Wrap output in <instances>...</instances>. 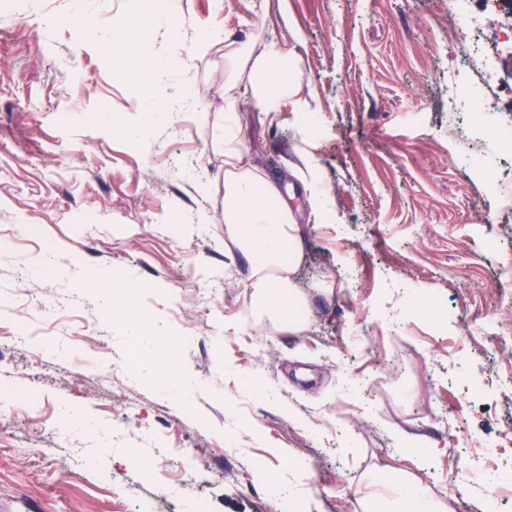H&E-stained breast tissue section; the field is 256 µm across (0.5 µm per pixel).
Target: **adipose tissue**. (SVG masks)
<instances>
[{
	"instance_id": "1",
	"label": "adipose tissue",
	"mask_w": 512,
	"mask_h": 512,
	"mask_svg": "<svg viewBox=\"0 0 512 512\" xmlns=\"http://www.w3.org/2000/svg\"><path fill=\"white\" fill-rule=\"evenodd\" d=\"M132 19L142 25V43L120 53L118 60L123 68L141 77L139 109L169 124L177 122L184 111L207 110V103L196 99L188 87H180L173 94L168 87L178 70L222 41V33L204 30L186 55L175 59L165 48V16L147 18L138 12ZM235 67L248 76L266 118H275L282 101L299 92L297 65L276 46L258 54L245 48L236 50ZM236 89V80L225 79L224 112L210 131L212 143L224 148V222L251 268L252 303L272 322L294 332L304 329L309 318L293 281L304 249L302 230L277 185L258 174L250 154L240 146ZM299 159L294 174L305 185L312 214L322 224L335 221L313 154L301 152ZM358 494L361 512H448L444 500L406 471H369Z\"/></svg>"
}]
</instances>
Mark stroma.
Listing matches in <instances>:
<instances>
[{
  "mask_svg": "<svg viewBox=\"0 0 512 512\" xmlns=\"http://www.w3.org/2000/svg\"><path fill=\"white\" fill-rule=\"evenodd\" d=\"M181 2L174 54L206 25L233 43L190 74L209 110L175 131L155 122L146 155L111 123L137 119L140 84L77 23L78 0H0V383L29 407L0 418V503L141 512L181 452L208 478L158 512H280L292 455L307 462L318 512H356L363 476L386 467L467 512L494 492L468 469L512 428V206L466 161L495 162L490 131L512 126V60L474 115L448 88L465 45L450 0H224L219 12ZM269 41L297 61L300 92L272 121L243 79L238 110L243 147L287 185L304 230L294 282L312 314L294 336L269 320L253 328L249 265L224 234V150L206 137L235 46ZM306 106L323 115L313 154L334 224L313 223L291 175ZM191 166L206 187L189 181ZM21 224L39 236L15 235ZM36 261L52 275L22 281ZM116 269L128 287L107 281ZM130 310L192 381L184 403L148 364L131 367ZM83 369L104 371L105 385ZM255 372L279 406L238 387ZM59 410L67 431L31 450ZM403 435L438 451L401 457Z\"/></svg>",
  "mask_w": 512,
  "mask_h": 512,
  "instance_id": "1",
  "label": "stroma"
}]
</instances>
